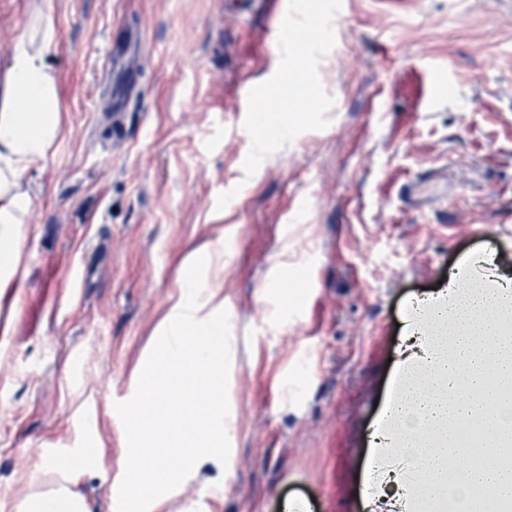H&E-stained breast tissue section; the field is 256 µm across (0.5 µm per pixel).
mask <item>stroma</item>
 Segmentation results:
<instances>
[{
	"label": "stroma",
	"mask_w": 512,
	"mask_h": 512,
	"mask_svg": "<svg viewBox=\"0 0 512 512\" xmlns=\"http://www.w3.org/2000/svg\"><path fill=\"white\" fill-rule=\"evenodd\" d=\"M36 2L58 32L65 133L26 175V274L0 296V512L56 484L43 456L119 451L129 373L180 261L221 224L241 432L215 512H363L407 302L471 253L512 266V0H343L300 74L276 22L328 0ZM24 3L0 0V58ZM134 30L146 58L115 65ZM415 63L452 69L424 112L399 93ZM260 109L290 126L261 150ZM291 240L306 259L284 286L302 299L279 313L258 291Z\"/></svg>",
	"instance_id": "35a3bbf8"
}]
</instances>
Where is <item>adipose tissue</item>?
<instances>
[{
	"mask_svg": "<svg viewBox=\"0 0 512 512\" xmlns=\"http://www.w3.org/2000/svg\"><path fill=\"white\" fill-rule=\"evenodd\" d=\"M25 35L0 59V293L25 274L31 196L26 173L64 133L48 53L55 27L28 11ZM180 292L133 369L123 446L111 470L112 512H171L194 480L224 497L237 465L234 371L239 338L224 294V248L181 262ZM367 512H512V269L494 254L455 266L445 285L411 305L393 391L369 438ZM103 448L52 459L59 487L27 496L21 512H88L71 486L100 466Z\"/></svg>",
	"mask_w": 512,
	"mask_h": 512,
	"instance_id": "ef3b65f1",
	"label": "adipose tissue"
}]
</instances>
